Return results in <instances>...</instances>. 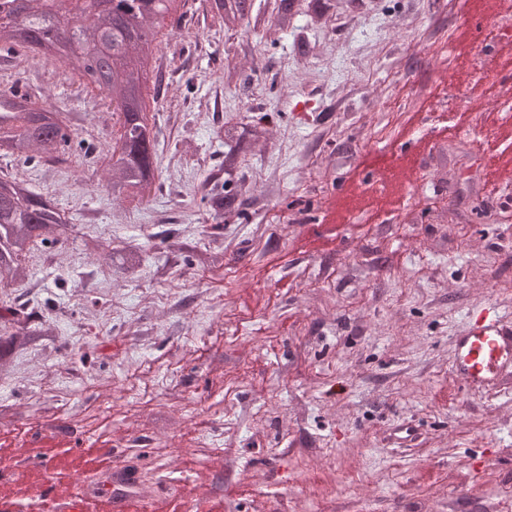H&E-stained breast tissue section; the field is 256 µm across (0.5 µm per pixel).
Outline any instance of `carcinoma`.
I'll return each instance as SVG.
<instances>
[{"label":"carcinoma","mask_w":512,"mask_h":512,"mask_svg":"<svg viewBox=\"0 0 512 512\" xmlns=\"http://www.w3.org/2000/svg\"><path fill=\"white\" fill-rule=\"evenodd\" d=\"M176 0H169L164 12L138 9L134 22L121 24L110 15H100L89 30L86 41L103 53L113 48L112 74L106 98L119 116L121 131L106 155V193L117 202L141 203L155 185L158 173L156 133L148 122V103L144 90L150 79L160 84L162 73L155 69L156 35L161 21L176 11ZM250 0H205V11L227 30L253 27L266 39L277 33H291L298 54L308 53L306 27L296 24L304 13L309 24L321 22L336 9V0H309L302 10L301 0H275L271 24L260 17L250 18ZM31 20L21 28L0 30V50L17 47L37 49L45 58L60 61L65 70L85 76L81 56L64 42L48 43L41 28L44 0H23ZM20 81L0 86V149L25 163L63 161L76 134L59 113L45 102L20 90ZM271 114L264 113L247 123L224 126V161L210 171L199 188V204L217 224L224 214L246 216L248 199L243 197L238 170L252 146L266 138ZM67 220L51 200L37 192L29 180L0 176V279L23 285L30 276L26 257L36 240L61 235Z\"/></svg>","instance_id":"obj_1"}]
</instances>
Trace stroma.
Returning a JSON list of instances; mask_svg holds the SVG:
<instances>
[{
    "instance_id": "obj_1",
    "label": "stroma",
    "mask_w": 512,
    "mask_h": 512,
    "mask_svg": "<svg viewBox=\"0 0 512 512\" xmlns=\"http://www.w3.org/2000/svg\"><path fill=\"white\" fill-rule=\"evenodd\" d=\"M188 5L161 27L158 178L137 207L98 189L120 132L101 93L0 51V77L21 73L88 148L0 151V176L69 222L0 287V512H512V375L472 395L449 367L474 313L512 316V183L484 200L477 153L512 169V0H343L305 59L289 34L245 56L243 30ZM261 112L277 119L244 161L249 217L212 223L193 196L216 129ZM96 236L110 253L84 250ZM217 426L232 457L201 438Z\"/></svg>"
}]
</instances>
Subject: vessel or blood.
Listing matches in <instances>:
<instances>
[{
	"label": "vessel or blood",
	"instance_id": "obj_1",
	"mask_svg": "<svg viewBox=\"0 0 512 512\" xmlns=\"http://www.w3.org/2000/svg\"><path fill=\"white\" fill-rule=\"evenodd\" d=\"M508 366H512V319L495 308L483 309L454 337L451 372L464 388L478 394Z\"/></svg>",
	"mask_w": 512,
	"mask_h": 512
}]
</instances>
